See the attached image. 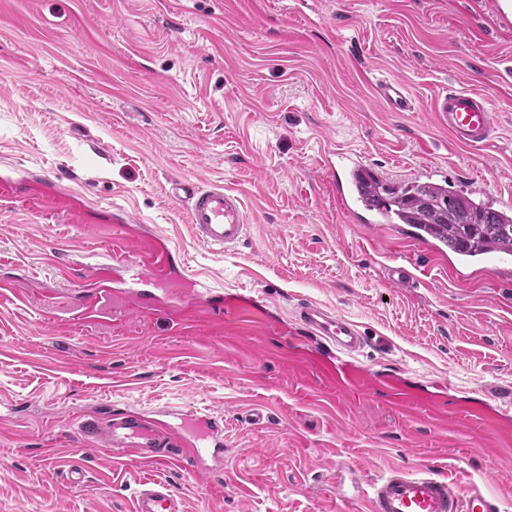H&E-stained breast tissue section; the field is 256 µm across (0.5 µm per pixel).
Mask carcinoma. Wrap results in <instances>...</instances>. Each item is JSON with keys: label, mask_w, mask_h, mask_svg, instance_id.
I'll use <instances>...</instances> for the list:
<instances>
[{"label": "carcinoma", "mask_w": 512, "mask_h": 512, "mask_svg": "<svg viewBox=\"0 0 512 512\" xmlns=\"http://www.w3.org/2000/svg\"><path fill=\"white\" fill-rule=\"evenodd\" d=\"M372 180L374 195L387 208L386 217L416 226L457 255L478 258L512 251V213L494 210L439 184L389 181L376 174Z\"/></svg>", "instance_id": "carcinoma-1"}]
</instances>
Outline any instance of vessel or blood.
I'll return each mask as SVG.
<instances>
[{"label":"vessel or blood","instance_id":"b4317fda","mask_svg":"<svg viewBox=\"0 0 512 512\" xmlns=\"http://www.w3.org/2000/svg\"><path fill=\"white\" fill-rule=\"evenodd\" d=\"M377 93L388 111H410L409 93L402 81L383 80L377 85ZM434 112L437 122L447 128L458 145L485 146L494 138L493 118L481 94L448 90L436 98ZM325 162L337 175L336 191L340 194L352 189L356 179L367 171L360 159L350 156L331 153L326 155ZM169 195L185 204L194 237L212 250L223 253L246 239V213L234 189L221 185L202 187L173 179L169 182ZM0 201L21 202L38 209L48 203L47 198L25 193L19 183L1 178ZM109 257L123 272L120 293L125 301L143 307L171 301V293L159 296L153 291L155 285L172 276L175 260L169 249L156 247L132 260L123 242L116 241ZM83 270L90 298L72 303L70 315L77 321L100 317L103 310L97 305L98 299L113 293L107 268L87 263ZM296 317L300 331L328 352L351 357L366 345L359 325L320 303H300ZM77 432L118 457L154 462L169 456L185 458L208 473L224 468V423L202 412L168 410L158 419L149 411H126L82 421ZM364 500L367 512H500L495 498L478 491L460 496L447 477L434 474L426 465L414 470L391 468L370 484ZM134 512H182V502L171 484L148 479L140 484Z\"/></svg>","mask_w":512,"mask_h":512}]
</instances>
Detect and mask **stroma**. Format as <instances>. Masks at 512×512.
<instances>
[{
    "instance_id": "obj_1",
    "label": "stroma",
    "mask_w": 512,
    "mask_h": 512,
    "mask_svg": "<svg viewBox=\"0 0 512 512\" xmlns=\"http://www.w3.org/2000/svg\"><path fill=\"white\" fill-rule=\"evenodd\" d=\"M400 79L408 112L375 84ZM450 89L484 95L497 137L462 147L435 118ZM359 154L391 181L429 180L501 208L512 196V13L493 0H0V176L43 175L64 209L0 206V512H134L161 478L184 512H366L338 496L435 462L459 492L512 512V267L461 262L401 224H364L336 196L326 153ZM239 191L249 234L214 255L171 179ZM133 216L112 229L113 208ZM120 233L175 253L165 309L71 321L72 258ZM425 271L404 290L388 271ZM252 294L227 319L193 284ZM311 300L357 322L354 358L281 335ZM361 381L346 391L336 375ZM193 409L224 420V469L117 461L83 419ZM83 473L71 482L70 467Z\"/></svg>"
}]
</instances>
